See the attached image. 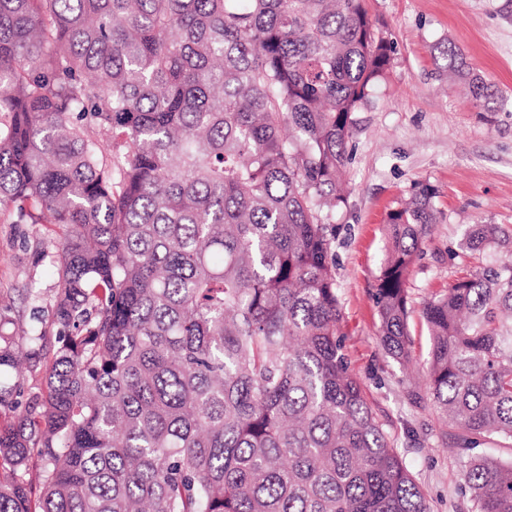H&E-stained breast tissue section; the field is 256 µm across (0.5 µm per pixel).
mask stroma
<instances>
[{"mask_svg":"<svg viewBox=\"0 0 512 512\" xmlns=\"http://www.w3.org/2000/svg\"><path fill=\"white\" fill-rule=\"evenodd\" d=\"M366 7L393 54L384 80L352 115L333 246L344 352L431 512H472L460 456L442 444L443 421L425 396L430 336L421 310L454 279L460 262L448 253L461 251L469 225L512 226V106L476 108L464 87L439 76L435 58L441 47H458L495 89L512 92V0H367ZM425 184L435 191L440 222L409 275L412 344L403 364L380 343L373 292L387 215ZM63 237L52 224L0 220V306L12 319L6 331L13 350L29 352L28 326L51 321L53 254ZM54 344L46 336L22 374L0 373V384L19 386L21 403L45 390Z\"/></svg>","mask_w":512,"mask_h":512,"instance_id":"stroma-1","label":"stroma"}]
</instances>
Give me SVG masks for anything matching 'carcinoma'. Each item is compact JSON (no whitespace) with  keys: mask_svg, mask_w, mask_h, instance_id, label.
I'll return each mask as SVG.
<instances>
[{"mask_svg":"<svg viewBox=\"0 0 512 512\" xmlns=\"http://www.w3.org/2000/svg\"><path fill=\"white\" fill-rule=\"evenodd\" d=\"M392 52L366 0H0V214L66 231L46 392L0 426V512H431L338 334L337 185ZM433 197L387 216L396 361ZM465 244L476 265L423 306L428 390L474 512H512V462L468 454L512 441V229Z\"/></svg>","mask_w":512,"mask_h":512,"instance_id":"cac0c4a2","label":"carcinoma"}]
</instances>
